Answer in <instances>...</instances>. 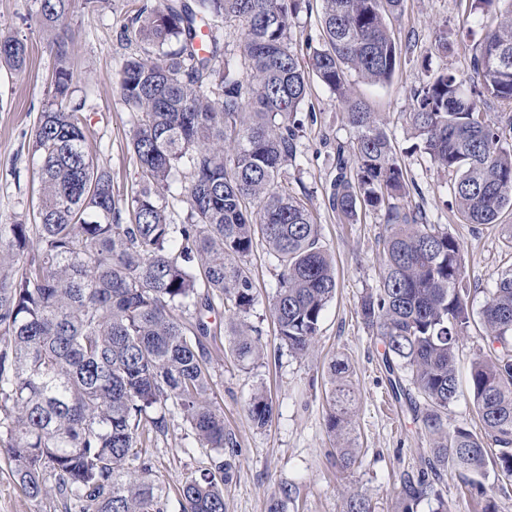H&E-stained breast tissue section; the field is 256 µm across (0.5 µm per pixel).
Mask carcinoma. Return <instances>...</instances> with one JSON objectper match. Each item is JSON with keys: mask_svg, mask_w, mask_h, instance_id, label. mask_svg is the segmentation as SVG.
<instances>
[{"mask_svg": "<svg viewBox=\"0 0 512 512\" xmlns=\"http://www.w3.org/2000/svg\"><path fill=\"white\" fill-rule=\"evenodd\" d=\"M72 0H40L41 23L57 61L52 99L33 135L39 197L33 220L0 224V454L25 495L49 493L63 512H166L142 459L145 436L166 428L167 404L216 453L211 469L181 484L182 512H225L224 482L232 437L208 398L210 373L202 311L215 302L235 316L256 301L242 263L259 243L279 262L271 313L280 345L309 354L336 272L318 224L294 192L302 126L288 123L315 75L355 131V168L341 171L329 204L354 224L383 212L381 285L359 314L383 347L396 397L406 396L433 439L440 465L451 463L466 486L487 495V467L512 477V265L503 270L479 319L469 308L459 241L420 209L400 204L413 183L397 160L384 123L353 96L347 73L392 81L398 47L391 19L404 0H322L324 44L299 63L291 19L305 0H157L144 3L119 35V89L134 115L130 145L139 182L123 200L108 168L87 147L82 110L67 69ZM486 16L472 75L446 71L413 94L409 121L418 149L455 173L453 202L467 224H495L512 209V144L487 123L490 100L512 105V0H472ZM233 20L242 34L240 76L223 58L214 30ZM28 46L0 34V66L20 72ZM188 180H180L183 168ZM186 205L174 222L168 199ZM480 322L486 348L473 360L469 388L481 422L476 433L448 428L443 414L459 396L455 353ZM231 351L251 364L264 355L240 323ZM406 373L417 396L402 386ZM327 428L352 430L357 405L348 365H330ZM424 403H417L416 397ZM263 392L248 405L254 425L271 421ZM435 467L403 479L396 512L423 501L448 504L434 489ZM297 487L280 483L267 512H286ZM343 512H373L351 493Z\"/></svg>", "mask_w": 512, "mask_h": 512, "instance_id": "cac0c4a2", "label": "carcinoma"}]
</instances>
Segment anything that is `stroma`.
Instances as JSON below:
<instances>
[{
    "instance_id": "stroma-1",
    "label": "stroma",
    "mask_w": 512,
    "mask_h": 512,
    "mask_svg": "<svg viewBox=\"0 0 512 512\" xmlns=\"http://www.w3.org/2000/svg\"><path fill=\"white\" fill-rule=\"evenodd\" d=\"M142 0H107L90 11L83 0H72L69 17L75 98L86 101L89 148L112 173L116 194L126 195L138 179V164L130 148V113L119 92L117 35L141 6ZM399 55L390 83L371 85L356 74L348 81L358 98L386 120V132L416 189L406 199L421 208L429 223L441 225L461 243L465 278L471 288L470 306L480 310L502 269L512 264L502 227L512 224V211L500 223H465L451 206L454 174L433 165L415 148L407 120L413 92L431 76L451 70L472 73L471 61L480 50L484 32L469 0H404L400 15L391 21ZM0 32L12 33L28 45L22 72L0 69V221L29 216L38 198V170L32 149L37 118L50 100L57 67L49 37L40 19L39 0H0ZM447 35V50L437 47ZM291 36L299 56L322 43L321 0H309L292 20ZM303 125L299 152L287 176L294 191L307 197L322 244L336 269V294L325 308L320 331L310 353L292 356L280 345L270 310L278 287L279 267L263 246L247 256L257 301L246 322L259 333L263 359L244 366L233 357L227 336L231 313L216 309L205 316L217 334L206 343L214 397L224 415L233 447L225 448L232 470L224 486L225 512H266L278 484L290 482L299 495L288 512H341L344 498L365 493L375 512H394L400 481L431 458L432 440L405 403L388 387L382 365V346L364 325L362 297L379 287L378 242L385 233L381 213H362L357 223H341L330 208V184L337 176V150L349 146L355 133L342 118L335 95L317 77H310L308 93L295 115ZM479 327H471L456 350L455 366L461 395L448 410L449 424L477 431L481 423L469 392L473 359L482 349ZM348 362L359 403L348 444L355 462L348 472L335 463L336 441L326 427L327 367L332 359ZM273 400V416L266 427L252 424L247 404L256 391ZM212 454L202 448L177 409H170L165 432L151 434L146 460L162 487L168 512H181L179 487L190 475L209 468ZM436 487L450 512H482L485 499L466 493L453 468H442ZM0 512H62L57 499L35 502L15 484L9 465L0 457Z\"/></svg>"
}]
</instances>
